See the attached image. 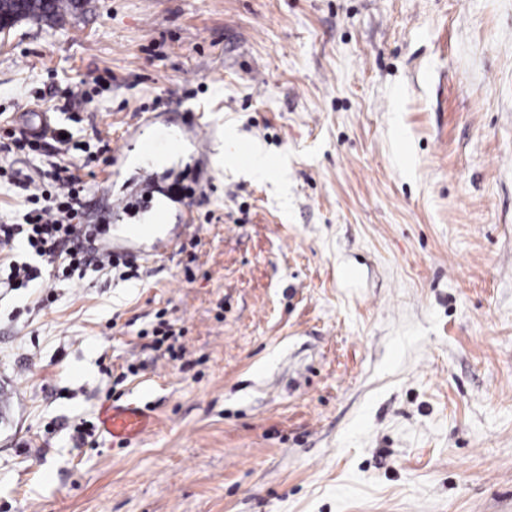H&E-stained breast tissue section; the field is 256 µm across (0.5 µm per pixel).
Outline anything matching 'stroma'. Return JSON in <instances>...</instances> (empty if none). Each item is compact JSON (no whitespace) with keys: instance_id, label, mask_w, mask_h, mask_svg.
Returning <instances> with one entry per match:
<instances>
[{"instance_id":"stroma-1","label":"stroma","mask_w":512,"mask_h":512,"mask_svg":"<svg viewBox=\"0 0 512 512\" xmlns=\"http://www.w3.org/2000/svg\"><path fill=\"white\" fill-rule=\"evenodd\" d=\"M37 107L138 274L0 288V512H512V0H87L0 33V167ZM103 425L112 440L126 441L147 431L149 417L133 407L112 406L102 414Z\"/></svg>"}]
</instances>
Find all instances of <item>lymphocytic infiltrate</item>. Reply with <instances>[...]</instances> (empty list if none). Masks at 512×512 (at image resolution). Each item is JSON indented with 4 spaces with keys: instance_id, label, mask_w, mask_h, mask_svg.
Listing matches in <instances>:
<instances>
[{
    "instance_id": "lymphocytic-infiltrate-1",
    "label": "lymphocytic infiltrate",
    "mask_w": 512,
    "mask_h": 512,
    "mask_svg": "<svg viewBox=\"0 0 512 512\" xmlns=\"http://www.w3.org/2000/svg\"><path fill=\"white\" fill-rule=\"evenodd\" d=\"M84 187L61 162L42 170L41 181L25 197L28 210L11 224H0V245L22 246L29 254L46 260L57 281L72 279L90 265L119 268L120 258L96 259L82 237L81 195Z\"/></svg>"
}]
</instances>
